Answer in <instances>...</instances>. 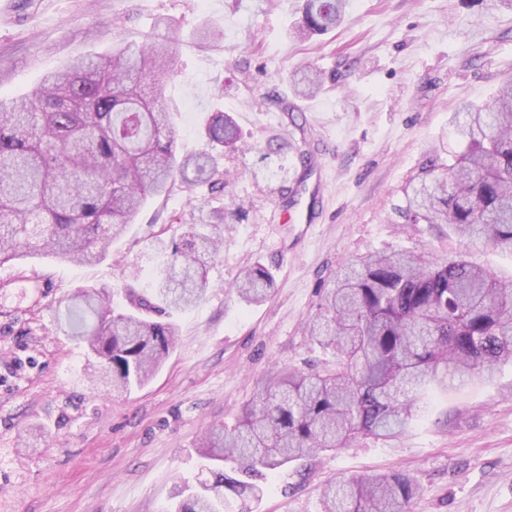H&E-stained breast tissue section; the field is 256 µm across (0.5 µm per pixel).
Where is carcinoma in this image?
I'll return each mask as SVG.
<instances>
[{"instance_id": "obj_1", "label": "carcinoma", "mask_w": 512, "mask_h": 512, "mask_svg": "<svg viewBox=\"0 0 512 512\" xmlns=\"http://www.w3.org/2000/svg\"><path fill=\"white\" fill-rule=\"evenodd\" d=\"M350 0H306L299 38L344 19ZM177 66L163 38L120 42L112 53L79 59L30 93L0 100V262L44 253L92 264L133 223L140 208L191 172L212 181L217 158L245 147L233 118L212 114L203 127L211 152L178 156L159 87ZM296 95L321 88L310 66L292 76ZM452 119L461 151L443 163L434 149L395 214L410 224H446L456 236L512 251V79L485 104L465 103ZM224 225L202 224L172 244L152 298L116 312L92 289L75 295L72 338L88 365L130 391L145 385L172 351L176 327L149 314L186 310L202 299L207 265L219 256ZM274 276L258 264L235 285L249 303L267 299ZM313 341L336 351L333 371L281 367L264 380L237 423L212 428L198 452L204 479L184 481L163 512H243L258 502L269 473L360 437L396 438L421 417L430 387L447 378H490L512 360V281L464 259L426 261L403 251L352 264L326 289L323 311L307 324ZM403 473L355 477L326 487V512H407L417 496Z\"/></svg>"}]
</instances>
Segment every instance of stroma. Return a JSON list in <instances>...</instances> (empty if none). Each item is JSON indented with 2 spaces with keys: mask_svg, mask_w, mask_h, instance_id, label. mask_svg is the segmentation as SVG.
<instances>
[{
  "mask_svg": "<svg viewBox=\"0 0 512 512\" xmlns=\"http://www.w3.org/2000/svg\"><path fill=\"white\" fill-rule=\"evenodd\" d=\"M351 2L336 29L301 39L304 0H0V98L114 42H142L162 21L179 56L161 87L179 154L207 151L202 126L217 110L247 141L224 162L223 195L176 182L97 264L45 255L0 264V512H161L174 483L196 473L209 429L233 423L275 367H334L306 324L324 288L361 257L461 254L512 279V253L466 244L443 225L397 223L391 210L453 112L490 101L512 77V0ZM306 65L323 82L309 99L290 83ZM268 94L290 113L255 107ZM319 176L320 223H277L283 190ZM236 202L243 209L201 301L170 317L176 345L157 375L128 394L90 380L87 347L66 331L73 294L103 290L127 310L126 289L150 294L165 270L164 244ZM258 263L275 287L250 304L231 287ZM387 473L417 482L409 512H512V363L435 389L399 438H361L270 474L252 512H324L326 484Z\"/></svg>",
  "mask_w": 512,
  "mask_h": 512,
  "instance_id": "stroma-1",
  "label": "stroma"
}]
</instances>
